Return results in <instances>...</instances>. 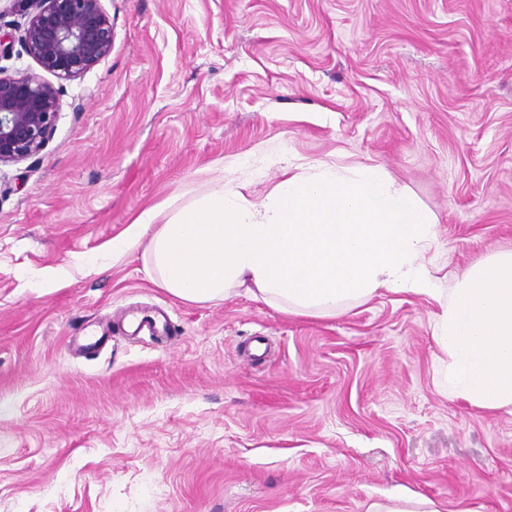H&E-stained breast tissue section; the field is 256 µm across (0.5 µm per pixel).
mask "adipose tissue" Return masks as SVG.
I'll return each instance as SVG.
<instances>
[{
	"label": "adipose tissue",
	"instance_id": "obj_1",
	"mask_svg": "<svg viewBox=\"0 0 512 512\" xmlns=\"http://www.w3.org/2000/svg\"><path fill=\"white\" fill-rule=\"evenodd\" d=\"M146 210L117 249L145 245L153 282L186 302L244 293L303 317L335 314L382 291L434 294L423 260L434 218L377 168L343 174L316 165L291 175L255 210L218 184L165 222ZM434 339L478 407L512 405V252L473 267L442 303Z\"/></svg>",
	"mask_w": 512,
	"mask_h": 512
}]
</instances>
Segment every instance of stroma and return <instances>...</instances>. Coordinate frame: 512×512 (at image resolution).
<instances>
[{
	"label": "stroma",
	"instance_id": "35a3bbf8",
	"mask_svg": "<svg viewBox=\"0 0 512 512\" xmlns=\"http://www.w3.org/2000/svg\"><path fill=\"white\" fill-rule=\"evenodd\" d=\"M103 5L111 52L0 166V512H512V406L447 389L435 297L189 303L112 250L145 210L260 206L324 164L435 216L441 288L511 251L512 0ZM367 512H440V509L430 499H416L396 493L388 496L384 502L372 503Z\"/></svg>",
	"mask_w": 512,
	"mask_h": 512
}]
</instances>
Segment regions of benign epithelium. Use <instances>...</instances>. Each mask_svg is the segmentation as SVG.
Segmentation results:
<instances>
[{"mask_svg":"<svg viewBox=\"0 0 512 512\" xmlns=\"http://www.w3.org/2000/svg\"><path fill=\"white\" fill-rule=\"evenodd\" d=\"M30 8L21 43L59 82L76 80L111 52L114 28L102 0H30ZM59 111V89L40 76L0 75V165L41 152Z\"/></svg>","mask_w":512,"mask_h":512,"instance_id":"benign-epithelium-1","label":"benign epithelium"}]
</instances>
